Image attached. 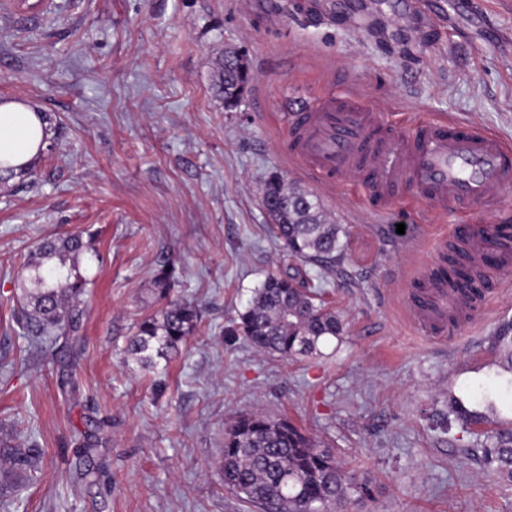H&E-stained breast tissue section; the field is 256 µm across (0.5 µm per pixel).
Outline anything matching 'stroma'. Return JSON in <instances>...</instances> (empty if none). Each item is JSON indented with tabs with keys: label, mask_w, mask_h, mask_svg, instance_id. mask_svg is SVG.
<instances>
[{
	"label": "stroma",
	"mask_w": 512,
	"mask_h": 512,
	"mask_svg": "<svg viewBox=\"0 0 512 512\" xmlns=\"http://www.w3.org/2000/svg\"><path fill=\"white\" fill-rule=\"evenodd\" d=\"M401 0H0V98L36 104L54 150L31 183L0 186V439L37 444L41 470L0 512H256L217 468L224 426L263 411L295 423L374 484L349 512H512V484L475 438L429 418L449 394L499 385L490 337L512 319V276L435 333L411 307L450 229L404 190L376 209L365 190L323 185L290 157L288 109L351 87L407 127L446 118L512 146V0H466L485 27L424 18ZM254 80L237 109L211 91L226 47ZM311 190L347 225L340 271L321 280L348 326L317 358L283 362L224 331L267 274L297 265L267 230L269 173ZM404 233H397V224ZM92 234L79 341L27 356L17 297L28 252ZM201 321L168 364L122 366L157 308L158 265Z\"/></svg>",
	"instance_id": "35a3bbf8"
}]
</instances>
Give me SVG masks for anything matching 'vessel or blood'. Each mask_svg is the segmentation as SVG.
Here are the masks:
<instances>
[{
  "label": "vessel or blood",
  "instance_id": "obj_1",
  "mask_svg": "<svg viewBox=\"0 0 512 512\" xmlns=\"http://www.w3.org/2000/svg\"><path fill=\"white\" fill-rule=\"evenodd\" d=\"M292 154L317 179L347 178L391 205L403 187L426 200L433 213L448 204L461 212L495 206L512 190V148L477 126L428 120L409 129L386 127L373 107L352 92L310 100L291 116ZM450 240L463 244L483 280L512 272V240L467 219ZM413 308L417 323L431 330L471 304L424 273Z\"/></svg>",
  "mask_w": 512,
  "mask_h": 512
}]
</instances>
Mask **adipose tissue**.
Returning <instances> with one entry per match:
<instances>
[{
  "instance_id": "adipose-tissue-1",
  "label": "adipose tissue",
  "mask_w": 512,
  "mask_h": 512,
  "mask_svg": "<svg viewBox=\"0 0 512 512\" xmlns=\"http://www.w3.org/2000/svg\"><path fill=\"white\" fill-rule=\"evenodd\" d=\"M49 137L38 108L20 101H0V164L17 170L28 166Z\"/></svg>"
}]
</instances>
